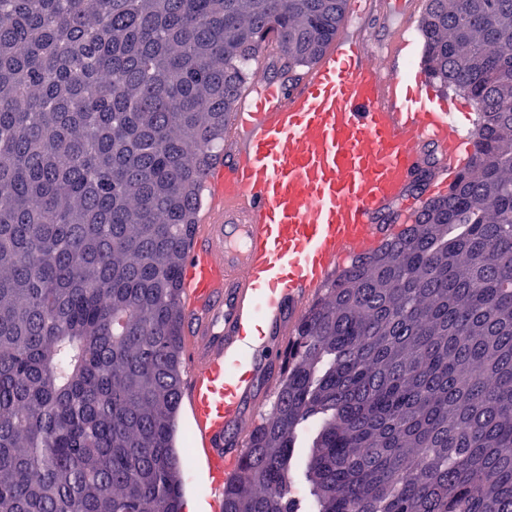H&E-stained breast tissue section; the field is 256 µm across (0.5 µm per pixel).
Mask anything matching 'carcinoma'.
I'll return each instance as SVG.
<instances>
[{"label": "carcinoma", "instance_id": "carcinoma-1", "mask_svg": "<svg viewBox=\"0 0 512 512\" xmlns=\"http://www.w3.org/2000/svg\"><path fill=\"white\" fill-rule=\"evenodd\" d=\"M345 4L0 0V512H182L206 170L258 54L311 64ZM422 34L473 154L303 316L223 512H512V0H429Z\"/></svg>", "mask_w": 512, "mask_h": 512}]
</instances>
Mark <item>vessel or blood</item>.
Here are the masks:
<instances>
[{"instance_id":"obj_1","label":"vessel or blood","mask_w":512,"mask_h":512,"mask_svg":"<svg viewBox=\"0 0 512 512\" xmlns=\"http://www.w3.org/2000/svg\"><path fill=\"white\" fill-rule=\"evenodd\" d=\"M404 47L396 36L375 50L361 26L286 81L262 56L226 120L181 270L182 401L214 512L308 304L396 235L382 218L413 204L420 170L447 192L463 140L447 99L421 81L402 88Z\"/></svg>"}]
</instances>
